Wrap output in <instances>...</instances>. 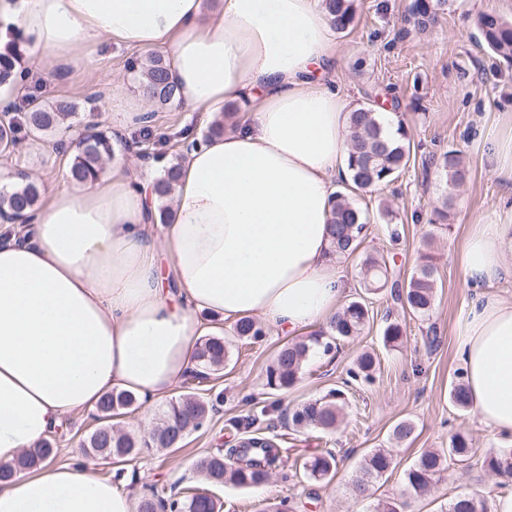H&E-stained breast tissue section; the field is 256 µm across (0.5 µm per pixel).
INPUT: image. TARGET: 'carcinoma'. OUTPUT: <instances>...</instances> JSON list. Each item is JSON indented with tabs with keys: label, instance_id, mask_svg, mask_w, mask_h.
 <instances>
[{
	"label": "carcinoma",
	"instance_id": "obj_1",
	"mask_svg": "<svg viewBox=\"0 0 512 512\" xmlns=\"http://www.w3.org/2000/svg\"><path fill=\"white\" fill-rule=\"evenodd\" d=\"M330 23L338 32L347 30L353 23V0H323ZM448 0H413L411 18L415 29L427 32L438 22ZM475 28L491 55L512 60V23L500 16L480 13ZM16 35L0 49V87L14 88L25 79L18 65L19 42ZM138 84L147 85L151 100L168 105L175 103L176 89L170 81L166 60L161 55H151L140 65L132 66ZM13 116L0 126V141L13 147L35 137L56 134L64 122L74 115L72 106L64 101L45 105L29 97L13 106ZM351 152L347 160L348 182L355 190L393 182L408 166L410 141L403 126L385 134L376 109L363 104L352 110L349 125ZM115 156L113 134L94 129L84 135L72 153L69 178L75 183L93 182L103 173L104 164ZM435 165L448 171V186L456 187L465 177V167L460 151L448 150L432 155ZM179 163L165 167L164 174L156 180V193L168 197L173 190ZM42 185L28 180L10 191H0V213L28 214L39 207ZM332 218L329 224L332 251L338 256L359 254L362 287L368 294L390 288L392 300L420 318L433 313L437 288V267L434 257L423 253L415 271L406 278L396 275L388 259L379 254L361 250L364 231L369 223L367 215L343 192H338L331 202ZM370 323L369 308L363 298L348 301L327 323L304 340L285 344L266 368V385L278 394H286L301 380L303 368L315 353L331 352L340 339L360 335ZM233 333L240 340L258 341L265 336L261 324L252 318H242L233 325ZM229 342L222 336H207L197 347L199 369L183 381V391L172 398L158 418L157 424L142 435L125 432L115 426L113 419L127 410L137 409V398L126 391L105 395L96 407L95 429L82 441L85 457L91 462L112 460L123 464L138 455L156 449H178L186 437L201 429L221 394H212L208 383L224 376V367L231 359ZM378 360L365 352L359 355L347 370L345 386L371 382ZM453 403L461 410L470 408L468 392L459 381L450 391ZM346 405L345 392L340 388L329 390L324 396L309 400L288 410L285 428L300 431L332 432L340 424ZM257 417L242 416L233 426L242 436L233 448L218 450L199 458L197 473L211 485L230 484L239 488H253L267 483L273 470L282 464L281 448L274 438L256 426ZM410 420H401L392 428V439L404 443L414 433ZM472 441L463 434L452 436L450 445L441 450L425 449L416 461L403 472V498L379 501L373 512H406L411 503L438 481L450 464H463L474 457ZM56 455V448L46 440L40 445L21 452L14 460L0 463V480L8 479L20 471L36 469L45 460ZM482 467L495 475L512 477V448H501L486 453ZM393 467L389 450L374 448L361 459L358 473L352 476L350 491L354 498L369 500L375 495L374 481ZM302 475L315 481L330 482L338 471L336 452L329 449L320 455L303 459L299 465ZM223 505L207 489H196L181 495H165L157 491L140 500L137 512H222ZM448 512H487L480 498L463 494L452 500Z\"/></svg>",
	"mask_w": 512,
	"mask_h": 512
}]
</instances>
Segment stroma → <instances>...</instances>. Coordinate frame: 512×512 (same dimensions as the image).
<instances>
[{
    "label": "stroma",
    "instance_id": "obj_1",
    "mask_svg": "<svg viewBox=\"0 0 512 512\" xmlns=\"http://www.w3.org/2000/svg\"><path fill=\"white\" fill-rule=\"evenodd\" d=\"M412 0H354L353 27L334 38V69L331 85L348 108L372 104L396 114L407 129L412 150L410 165L390 185L356 191L354 199L369 224L364 246L393 257L401 276L410 275L419 262L425 233L435 235L432 253L438 269L435 306L428 319H420L395 304L389 290L371 295L373 318L361 335L341 340L335 357L318 355L305 366L297 386L272 397L265 368L285 334L267 330L257 342L238 341L230 364L215 388L223 399L205 426L188 435L175 451L146 453L125 466L123 479H115L111 465L93 466L103 479H115L120 490L133 498L150 495L153 488L184 491L201 485L195 470L199 457L234 445L238 435L232 418L253 414L257 424L274 435L282 449L284 465L264 485L241 489L214 487L224 512H262L265 503L286 497L294 512H372L369 501L354 499L349 479L362 456L387 444L396 422L413 421L415 431L393 450L392 469L375 483L379 499L398 497L402 475L422 449L448 447L450 437H469L477 455L512 446V441L481 428L472 411H463L449 398L460 370L455 352L458 321L475 293L464 281L455 252L470 224L478 217L512 207V179L494 171L490 149L481 135L484 126L512 125V62L490 56L474 38L477 13L493 12L512 21V0H449L438 25L418 33L409 23ZM138 52L114 43L97 45L89 61L59 63L44 76L31 53H23L22 67L29 70L28 90L44 101L66 98L76 105L71 123L82 129L94 120L109 130H120L127 141L142 140L144 132L171 135L197 128V113L176 106L155 108L150 124L140 119L124 122L115 111L113 86L124 97L137 94V79L129 69ZM456 148L464 155V183L449 189L448 174L431 163L433 153ZM68 157L50 149L47 141L30 139L11 154L0 156V169L43 180L59 174ZM451 197L447 227L436 229L435 206ZM391 206L402 237L391 242L383 206ZM403 326L396 348L384 346L381 330L386 319ZM437 336L428 346V336ZM371 351L379 364L372 382L347 393V407L335 434L296 433L283 428L286 409L302 404L340 386L359 354ZM95 426L93 412L68 417L66 430L54 436L56 463L72 462L79 442ZM340 452L339 472L330 483L292 476L296 458L326 449ZM512 491V478L498 477L477 466L457 464L442 474L431 491L418 499L412 512H446L458 494L468 493L488 501L498 492Z\"/></svg>",
    "mask_w": 512,
    "mask_h": 512
}]
</instances>
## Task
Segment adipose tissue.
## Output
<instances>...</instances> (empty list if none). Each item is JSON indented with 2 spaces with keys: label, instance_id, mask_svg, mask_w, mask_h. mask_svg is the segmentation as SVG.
<instances>
[{
  "label": "adipose tissue",
  "instance_id": "1",
  "mask_svg": "<svg viewBox=\"0 0 512 512\" xmlns=\"http://www.w3.org/2000/svg\"><path fill=\"white\" fill-rule=\"evenodd\" d=\"M0 27L32 36L40 60L109 42L165 50L198 137L154 226L155 170L122 160L79 189L48 179L32 222L0 242V461L46 440L107 393L145 408L195 368L197 339L258 318L297 336L331 319L344 274L327 224L345 176V102L325 80L334 30L322 0H0ZM480 289L456 331L473 411L512 436V219L472 225L457 255ZM0 512H134L132 497L85 466L44 462L0 483Z\"/></svg>",
  "mask_w": 512,
  "mask_h": 512
}]
</instances>
